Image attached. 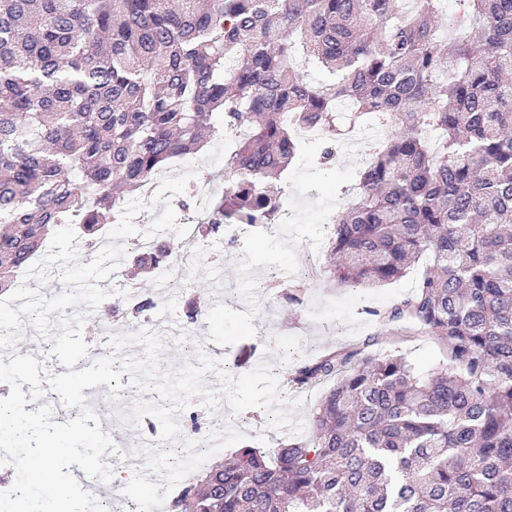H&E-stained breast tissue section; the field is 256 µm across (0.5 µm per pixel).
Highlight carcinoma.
I'll return each mask as SVG.
<instances>
[{"mask_svg": "<svg viewBox=\"0 0 512 512\" xmlns=\"http://www.w3.org/2000/svg\"><path fill=\"white\" fill-rule=\"evenodd\" d=\"M0 0V295L69 222L96 248L125 193L239 133L198 238L277 223L273 181L301 135L375 115L390 135L328 224L324 273L378 287L430 259L373 315L446 348L430 373L396 350L328 351L313 436L243 446L172 512H512V0ZM314 61L328 74L313 84ZM172 250L136 263L157 270Z\"/></svg>", "mask_w": 512, "mask_h": 512, "instance_id": "1", "label": "carcinoma"}]
</instances>
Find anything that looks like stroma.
I'll return each instance as SVG.
<instances>
[{"label": "stroma", "instance_id": "35a3bbf8", "mask_svg": "<svg viewBox=\"0 0 512 512\" xmlns=\"http://www.w3.org/2000/svg\"><path fill=\"white\" fill-rule=\"evenodd\" d=\"M224 144L220 141L207 143L199 152L178 159L170 169L171 175H179L184 168L196 171L186 193L210 192L221 184L224 169ZM243 244H222L217 254L203 252L197 259L190 280L192 294L203 309H210L216 302H223L237 311H245V303L236 295V264ZM326 257V250H312L309 243H302L296 250L298 271L296 280L302 281L306 294L301 305L287 303L280 295V286L287 282V274L277 268H256L259 295V311L253 320L257 330L254 337L217 348L215 355L222 359L225 370L234 376L250 372L262 362H270L283 396L303 399V406L296 416L302 423H309L314 409L330 389V382H323L305 389H296L287 382L288 371L297 361L316 354L357 344L372 332H379L384 346L395 347L406 354L416 371L424 373L436 366L442 357L440 345L428 337L399 336L392 330H377L372 310L381 309L396 297L409 293L415 286L420 272L413 269L399 281L381 287H339L325 275L310 272L311 253ZM132 258H125L112 280L122 282L124 289L136 290L138 298L163 299L174 314H181L184 295H170L158 290L154 273H135ZM112 323L116 333L136 332L143 327L141 319L133 316L127 303L104 301L91 316L86 317L83 327L84 340L90 348H97L99 337L96 323ZM232 425L247 434L249 444L257 448L272 449L282 441V434L268 430L267 415L259 409H249L232 416Z\"/></svg>", "mask_w": 512, "mask_h": 512}]
</instances>
